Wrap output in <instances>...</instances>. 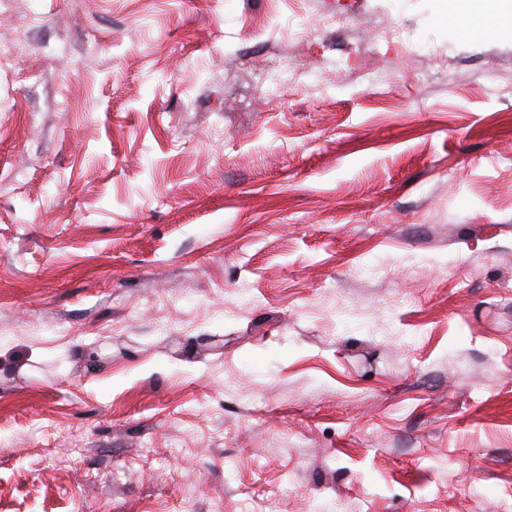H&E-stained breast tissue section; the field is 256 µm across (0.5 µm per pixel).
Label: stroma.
<instances>
[{
    "label": "stroma",
    "mask_w": 512,
    "mask_h": 512,
    "mask_svg": "<svg viewBox=\"0 0 512 512\" xmlns=\"http://www.w3.org/2000/svg\"><path fill=\"white\" fill-rule=\"evenodd\" d=\"M0 512H512V15L0 0Z\"/></svg>",
    "instance_id": "stroma-1"
}]
</instances>
